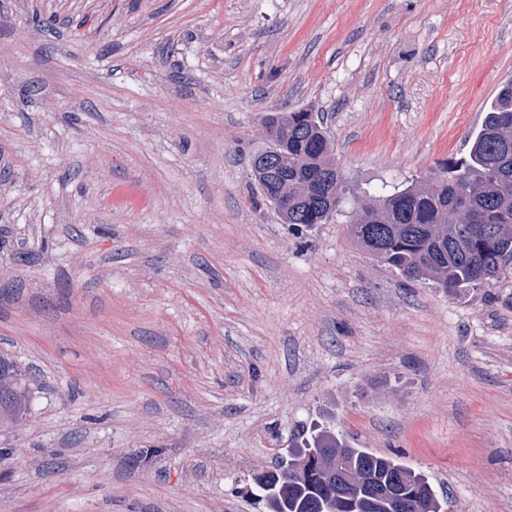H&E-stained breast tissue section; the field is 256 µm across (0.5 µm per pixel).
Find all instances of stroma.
Masks as SVG:
<instances>
[{"mask_svg": "<svg viewBox=\"0 0 512 512\" xmlns=\"http://www.w3.org/2000/svg\"><path fill=\"white\" fill-rule=\"evenodd\" d=\"M510 78L512 0H0V512H267L323 429L512 512V274L451 297L347 237ZM300 109L349 193L297 233L250 162ZM3 396V398H2ZM29 391L18 368L0 358V413L5 417L23 415L27 409Z\"/></svg>", "mask_w": 512, "mask_h": 512, "instance_id": "stroma-1", "label": "stroma"}]
</instances>
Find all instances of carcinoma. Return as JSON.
Instances as JSON below:
<instances>
[{
  "label": "carcinoma",
  "instance_id": "cac0c4a2",
  "mask_svg": "<svg viewBox=\"0 0 512 512\" xmlns=\"http://www.w3.org/2000/svg\"><path fill=\"white\" fill-rule=\"evenodd\" d=\"M262 123L280 153L270 196L288 200L286 224H324L346 195L324 118L308 110L272 112ZM350 240L410 282L432 281L450 295L487 288L512 261V79L486 108L466 153L402 188L359 204L347 226ZM29 400L22 373L0 358V414H24ZM329 457L365 482L343 490L325 468ZM309 473L290 478L298 465ZM268 512H364L363 501L391 488L417 512H443L444 503L420 473L390 457L352 448L333 434L312 438L298 453L253 477Z\"/></svg>",
  "mask_w": 512,
  "mask_h": 512
}]
</instances>
